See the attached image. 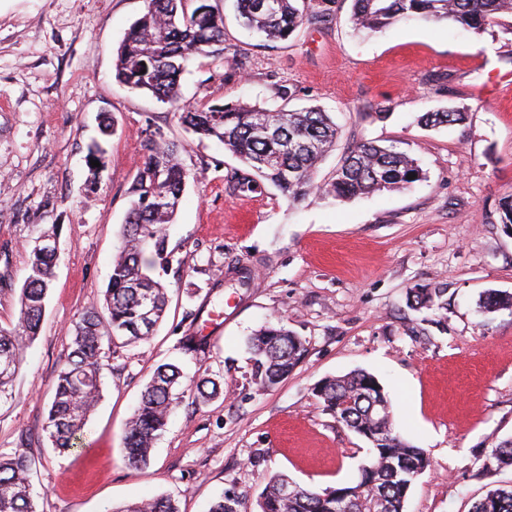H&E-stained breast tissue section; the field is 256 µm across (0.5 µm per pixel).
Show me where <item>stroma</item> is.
<instances>
[{
	"instance_id": "stroma-1",
	"label": "stroma",
	"mask_w": 512,
	"mask_h": 512,
	"mask_svg": "<svg viewBox=\"0 0 512 512\" xmlns=\"http://www.w3.org/2000/svg\"><path fill=\"white\" fill-rule=\"evenodd\" d=\"M209 3L224 16V52L182 74L184 103L317 105L341 128L318 180L361 140L408 151L426 177L346 202L312 194L292 204L265 181L231 191L244 166L223 144L199 140L170 105L114 77L144 0H0V328L19 314L27 242L57 239L40 333L0 400V453L31 459L39 512H112L160 495L180 512H208L224 494L256 512L275 474L314 490L357 481L369 445L314 388L365 370L387 392L400 434L430 460L404 512H471L489 490L512 485V466L492 457L494 441L512 438V311L478 308L486 291L512 292V231L498 213L512 194V90L501 87L512 83V21L478 35L417 20L358 38L350 0H338L328 22L267 45L240 25L235 0ZM379 107L385 118L375 117ZM451 108L467 112L465 124L416 122ZM105 114L115 132L103 142ZM157 127L200 174L168 227L167 317L149 339L107 350L84 445L61 454L42 430L56 370L81 314L103 303L128 189ZM97 141L105 165L92 192L87 156ZM242 266L247 288L236 285ZM427 284L446 288L444 308L410 307L408 288ZM209 314L222 319L218 333L205 349L185 350L183 338ZM275 317L308 351L263 389L247 339ZM164 362L218 380L220 392L202 399L188 389L147 465L135 466L126 422Z\"/></svg>"
}]
</instances>
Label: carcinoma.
<instances>
[{
	"mask_svg": "<svg viewBox=\"0 0 512 512\" xmlns=\"http://www.w3.org/2000/svg\"><path fill=\"white\" fill-rule=\"evenodd\" d=\"M145 0L144 13L131 25L114 63L116 79L132 91L147 92L181 111L185 128L199 139L217 140L249 170L234 185L237 191L255 189V178L275 186L291 203L316 192L336 201L410 187L423 178L418 161L395 146L373 141L354 144L328 182L316 181L318 165L336 144L338 127L328 113L311 106L272 110L240 103L184 105L179 79L198 56L216 52L224 42V20L207 0ZM237 0L238 17L247 29L270 42L285 41L304 23L327 21L336 0H308V12L297 0ZM512 17V0H351V22L359 33H376L400 21H446L482 33ZM466 114L454 110L424 112L418 123L426 127L460 125ZM162 165L163 179L153 166ZM414 179H407L408 175ZM196 175L179 158L178 147L157 128L150 154L134 177L128 194L130 207L121 235L103 310L92 307L76 323L69 352L56 374L54 395L43 431L52 447L68 453L83 441L85 428L102 393L104 345L144 340L163 321L168 305L165 226L175 221L186 186ZM56 252L33 244L29 273L20 292V312L9 330L0 329V398L8 395L25 345L39 335L52 281ZM446 289L417 285L407 290L416 310L440 307ZM487 312L512 309V294L490 291L481 299ZM253 355L252 379L272 388L287 379L307 352L306 340L280 319L270 320L249 339ZM183 373L170 363L158 365L129 418L124 437L126 458L133 465L147 463L155 440L168 417L181 403L186 388ZM315 395L326 411L348 430L365 439L371 457L359 480L320 492L300 486L283 492L288 479L269 477L258 501V512H403L414 481L429 466L424 449L405 440L394 427L392 405L378 379L354 371L318 383ZM493 458L512 465V439L494 443ZM31 459L22 453L0 454V512H38L31 491ZM115 512H179L169 496L135 502ZM472 512H512V486L496 488L473 506Z\"/></svg>",
	"mask_w": 512,
	"mask_h": 512,
	"instance_id": "cac0c4a2",
	"label": "carcinoma"
}]
</instances>
